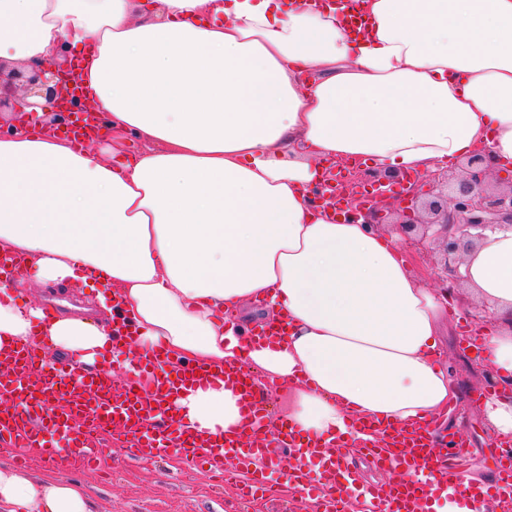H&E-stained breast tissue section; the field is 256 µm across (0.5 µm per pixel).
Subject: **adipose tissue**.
<instances>
[{
  "label": "adipose tissue",
  "mask_w": 512,
  "mask_h": 512,
  "mask_svg": "<svg viewBox=\"0 0 512 512\" xmlns=\"http://www.w3.org/2000/svg\"><path fill=\"white\" fill-rule=\"evenodd\" d=\"M0 0V62L86 47L98 117L83 148L11 125L0 136V251L34 259L0 282V343L45 337L82 369L133 351L246 364L287 391L293 430L373 441L350 421L405 427L460 399L440 338L446 309L392 232L313 192L332 163L428 176L487 146L512 161V0ZM143 148L120 152L127 134ZM494 322L478 348L502 374L481 408L512 436V232L461 267ZM39 281L96 291L97 316L21 306ZM284 323L272 344L256 320ZM177 426L238 428L223 383L175 400ZM0 512H94L84 488L0 468Z\"/></svg>",
  "instance_id": "ef3b65f1"
}]
</instances>
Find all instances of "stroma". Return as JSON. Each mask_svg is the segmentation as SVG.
Instances as JSON below:
<instances>
[{
	"label": "stroma",
	"instance_id": "obj_1",
	"mask_svg": "<svg viewBox=\"0 0 512 512\" xmlns=\"http://www.w3.org/2000/svg\"><path fill=\"white\" fill-rule=\"evenodd\" d=\"M448 361L461 391V401L452 417L459 438L467 443L461 456H449L448 466L460 473L485 478L493 467L494 451L489 448L490 427L475 404L482 390L496 380V370L462 346L457 308L448 310ZM101 468L65 471L63 466L45 464L31 457L25 471L31 475L59 478L69 476L87 490L94 512H282L293 504L294 512H311L308 502L285 487L283 475H275V498L245 503L232 490L182 456L140 462L128 456L126 449L105 442Z\"/></svg>",
	"mask_w": 512,
	"mask_h": 512
}]
</instances>
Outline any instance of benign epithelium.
Instances as JSON below:
<instances>
[{
	"mask_svg": "<svg viewBox=\"0 0 512 512\" xmlns=\"http://www.w3.org/2000/svg\"><path fill=\"white\" fill-rule=\"evenodd\" d=\"M71 70L68 62L53 57L44 62L6 68L0 65V112H17L36 119L40 108L48 124L55 126L70 116L88 115V107L73 84L61 74ZM492 168L490 156L476 152L460 165L453 182L431 177L407 195L394 198L380 186L398 184V175H373L374 199L360 198L352 215L367 224L387 223L397 234L427 249L443 271V287L458 289L465 276L463 255L485 239V232L512 231V188L498 189L485 183Z\"/></svg>",
	"mask_w": 512,
	"mask_h": 512,
	"instance_id": "benign-epithelium-1",
	"label": "benign epithelium"
}]
</instances>
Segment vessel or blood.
Instances as JSON below:
<instances>
[{"mask_svg": "<svg viewBox=\"0 0 512 512\" xmlns=\"http://www.w3.org/2000/svg\"><path fill=\"white\" fill-rule=\"evenodd\" d=\"M132 368L123 382L113 371ZM153 375L155 387L144 391L139 378ZM210 369L183 366L163 351L145 356L115 359L100 370L84 374L70 364L48 361L30 344L0 351V399L11 406L0 412V449L26 463L36 450L48 464L69 462L71 467L92 466L99 454L98 436L110 434L113 443L128 446L140 459H156L176 453L204 466L229 481H240V495L255 498L269 490V469L280 468L263 427L266 408L255 383L239 368L224 371V382L241 401L242 428L222 438L188 436L163 420L170 413L168 399L178 392L207 383ZM358 431L378 432L383 444H372L366 455L378 469L390 471L384 484L355 485L343 454L345 440L326 445L293 433L288 422L280 432L302 468L289 478L314 503V512H349L352 502L362 501L366 512H436L444 492L461 483L459 473L443 467L448 453L462 451L455 438L440 439L429 424L404 430L391 425L359 423ZM414 479H405V472ZM480 504L512 498V445L498 451V465L490 477L470 488Z\"/></svg>", "mask_w": 512, "mask_h": 512, "instance_id": "b4317fda", "label": "vessel or blood"}]
</instances>
